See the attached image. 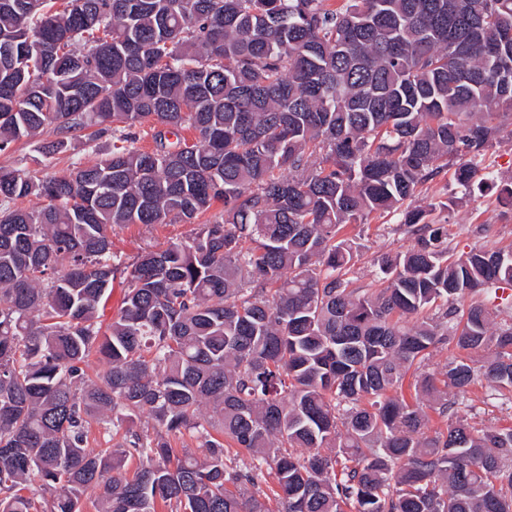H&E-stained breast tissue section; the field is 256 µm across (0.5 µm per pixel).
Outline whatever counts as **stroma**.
Instances as JSON below:
<instances>
[{
	"label": "stroma",
	"instance_id": "1",
	"mask_svg": "<svg viewBox=\"0 0 512 512\" xmlns=\"http://www.w3.org/2000/svg\"><path fill=\"white\" fill-rule=\"evenodd\" d=\"M107 144L104 138L89 144L81 142L74 151L46 157L38 152L35 141L24 139L13 144L9 151L0 153V166L22 169L38 176L59 175L73 163L95 160ZM477 163L480 168L495 172L496 187L481 194H471L456 184L452 174L446 173L417 200L418 205L427 209L440 200L451 199L452 204L443 212L442 218L448 228V246L455 254L479 245L512 249V201L500 195L501 188L512 184V138L506 136L494 143L478 157ZM194 232V225L183 222L155 227L131 224L115 229L112 249L130 258L146 247L187 240ZM342 234L352 239L361 253L349 274L354 287L361 289L374 284L375 258L403 252L414 243L393 215H372L367 223L346 226ZM493 392L492 384L486 379H477L466 393L468 403L460 407L459 417L478 430L489 425L511 427L512 403L504 404L494 399Z\"/></svg>",
	"mask_w": 512,
	"mask_h": 512
}]
</instances>
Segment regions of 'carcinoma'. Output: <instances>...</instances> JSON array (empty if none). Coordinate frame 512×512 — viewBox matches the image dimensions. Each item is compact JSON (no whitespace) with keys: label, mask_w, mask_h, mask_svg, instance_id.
<instances>
[{"label":"carcinoma","mask_w":512,"mask_h":512,"mask_svg":"<svg viewBox=\"0 0 512 512\" xmlns=\"http://www.w3.org/2000/svg\"><path fill=\"white\" fill-rule=\"evenodd\" d=\"M330 2L0 0V152L112 136L59 175L0 166V512H512V427L458 417L480 376L512 391V323L479 300L512 250L454 257L412 206L450 165L494 180L473 159L512 127V0ZM217 201L186 241L112 252ZM397 211L413 246L351 287L341 230ZM93 420L125 433L95 445Z\"/></svg>","instance_id":"cac0c4a2"}]
</instances>
